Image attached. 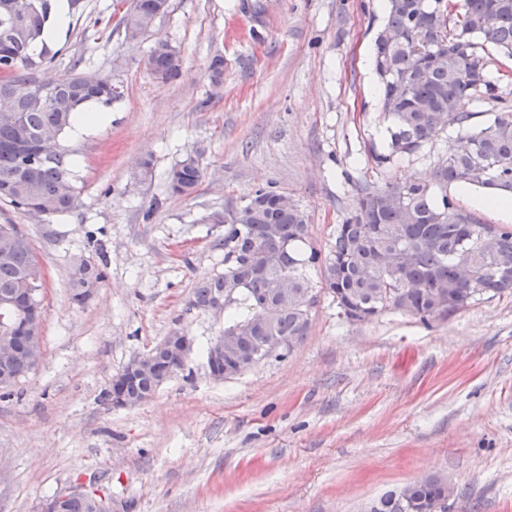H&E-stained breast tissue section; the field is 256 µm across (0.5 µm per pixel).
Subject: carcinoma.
Returning a JSON list of instances; mask_svg holds the SVG:
<instances>
[{
    "mask_svg": "<svg viewBox=\"0 0 512 512\" xmlns=\"http://www.w3.org/2000/svg\"><path fill=\"white\" fill-rule=\"evenodd\" d=\"M80 0H0V201L18 209L52 217L72 211L79 191L73 180L65 139L79 112L91 103L105 107L122 98L103 79L79 88L77 75L61 79L51 93L39 95L34 67L54 59L61 49L49 35L58 6L78 8ZM442 0H386V17L375 42L374 65L381 83V102L391 117L388 152H371L381 166L395 155L418 152L438 127L453 126L457 134L434 169V181L444 189L464 184L488 191L512 193V111L492 112L476 131L468 129L476 100H500L498 86L487 79L484 44L490 43L512 58V0H462L460 11L447 14ZM168 9V0H129L119 25L131 41L140 39ZM388 32L409 33L396 43ZM149 62L154 74L169 82L179 73V52L156 45ZM56 133L57 153L46 160L26 145L41 133ZM203 180L195 158H187L168 173V186L178 196L194 194ZM281 193L255 189L246 202L229 213L208 215L210 224L224 225V272L197 281L190 304L199 309L234 289L252 314L232 321L224 330L251 326L270 291L283 277L288 286L310 288L307 268L322 270V288L339 309L359 313L369 321L386 310L400 311L426 322L466 307L481 290L494 297L512 294V227L482 224L447 193L436 196L427 183L408 177L383 186L359 184L354 211L336 225L327 254L309 242L308 215L296 203H279ZM276 226V236L269 233ZM469 250L476 257L471 275L462 274L456 255ZM36 259L25 245L0 254V326L18 336L8 358L11 372L30 370L31 342L23 328L29 314H43L38 299L42 284L33 280ZM103 266L81 258L70 278L71 300L83 305V289L105 280ZM444 292L456 306L438 310L435 292ZM309 314L290 310L273 324L276 336L307 335ZM261 328L241 332L238 357L257 364L268 357L258 348ZM143 377L130 380L128 392L148 397L167 380ZM407 500L448 499L429 477L401 491ZM66 512H98L94 499L73 497Z\"/></svg>",
    "mask_w": 512,
    "mask_h": 512,
    "instance_id": "1",
    "label": "carcinoma"
}]
</instances>
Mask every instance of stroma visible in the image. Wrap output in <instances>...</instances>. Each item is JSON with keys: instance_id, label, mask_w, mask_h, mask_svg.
Instances as JSON below:
<instances>
[{"instance_id": "obj_1", "label": "stroma", "mask_w": 512, "mask_h": 512, "mask_svg": "<svg viewBox=\"0 0 512 512\" xmlns=\"http://www.w3.org/2000/svg\"><path fill=\"white\" fill-rule=\"evenodd\" d=\"M114 4L83 0L54 37L60 54L33 73L123 90L103 122L67 139L77 207L37 219L0 202V224L27 235L45 271L46 309L41 363L0 399V512H40L71 487L112 512H376L431 475L455 488L446 512H512V295L425 323L398 311L352 323L315 266L307 336L223 380L205 350L247 310L190 305L196 282L224 270V231L205 216L254 189L288 193L325 253L356 184L431 180L456 128L386 166L371 157L391 124L365 63L384 23L376 0H170L136 42ZM159 40L180 53L167 83L144 66ZM189 156L203 181L174 195L167 174ZM81 257L103 261L106 278L79 307L69 281ZM174 330L194 344L183 367L146 402L102 404L112 378Z\"/></svg>"}]
</instances>
